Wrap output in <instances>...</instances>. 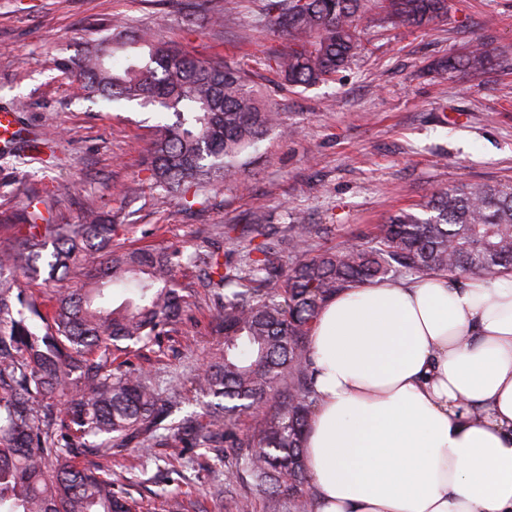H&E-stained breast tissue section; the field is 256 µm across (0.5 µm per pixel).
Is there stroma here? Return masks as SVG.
Here are the masks:
<instances>
[{"label":"stroma","mask_w":512,"mask_h":512,"mask_svg":"<svg viewBox=\"0 0 512 512\" xmlns=\"http://www.w3.org/2000/svg\"><path fill=\"white\" fill-rule=\"evenodd\" d=\"M193 0H0V109L51 138L42 153L0 152V248L24 234L31 198L52 224H78L91 210L120 212L126 246L179 247L208 252L223 246L228 224L287 225L299 212L333 231L310 241L313 251L340 247L374 232L397 209L422 203L433 191L512 183V0H450L446 17L416 29L370 10L364 51L331 82L308 89L282 86L268 66L288 41L265 18L267 0H211L223 13L217 27L192 24ZM148 27L188 54L234 61L251 73L260 96L285 117L257 144L234 187H207L192 206L160 202L142 163L154 128L168 111L85 95L63 72L62 59L108 35ZM487 46L483 73L435 71L470 42ZM176 280L193 321L177 324L163 348L126 355L160 389L177 387L182 414H202L193 382L224 346L209 320L219 300L201 287L196 267ZM84 268L63 277L19 280L24 298L42 304L60 288L85 285ZM169 446L116 448L105 458L140 512H165L168 496L189 512H234L219 489L237 482L233 468L198 449L197 467L182 480L152 483Z\"/></svg>","instance_id":"obj_1"}]
</instances>
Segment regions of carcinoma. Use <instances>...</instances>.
<instances>
[{
  "label": "carcinoma",
  "instance_id": "carcinoma-1",
  "mask_svg": "<svg viewBox=\"0 0 512 512\" xmlns=\"http://www.w3.org/2000/svg\"><path fill=\"white\" fill-rule=\"evenodd\" d=\"M368 0H269V23L288 50L268 60L289 86L331 79L362 50ZM388 18L424 27L448 14V0H378ZM135 43L147 56L112 65L114 46ZM486 45L443 61L439 69L485 70ZM60 66L90 95L155 103L174 120L156 126L148 149V181L164 196L187 195L217 182L233 184L246 157L282 115L264 103L241 65L206 61L145 32H117ZM34 213L16 244L0 252V512H133L126 493L102 466L80 467L73 450L101 455L132 442L147 450L159 430L179 445L162 474L181 476L187 452L200 445L224 459L263 500L265 512H312L314 492L304 438L317 405L309 337L323 306L345 288L388 277L444 272L461 279L512 274V185L433 192L400 209L370 238L312 254L316 233L301 215L291 224L225 226L224 251L133 248L101 255L91 288L59 293L47 309L14 293L20 273H40L52 248L48 276L65 275L91 251L112 245L119 225L98 212L80 224H39ZM238 236H231L233 232ZM249 245L239 247L240 239ZM291 254V262L283 261ZM200 268L203 287L222 299L215 327L224 350L195 378L206 423L166 420L180 403L147 380L130 361L107 368L118 343L156 344L181 322L186 301L175 270ZM129 282L135 297L111 307L106 285ZM44 333H39L38 328ZM279 405L268 409L270 401ZM261 411L258 429L243 440L230 424L235 412Z\"/></svg>",
  "mask_w": 512,
  "mask_h": 512
}]
</instances>
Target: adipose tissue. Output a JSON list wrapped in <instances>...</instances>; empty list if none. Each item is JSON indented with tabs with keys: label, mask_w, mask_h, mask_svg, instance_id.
<instances>
[{
	"label": "adipose tissue",
	"mask_w": 512,
	"mask_h": 512,
	"mask_svg": "<svg viewBox=\"0 0 512 512\" xmlns=\"http://www.w3.org/2000/svg\"><path fill=\"white\" fill-rule=\"evenodd\" d=\"M314 512H512V275L338 293L310 336Z\"/></svg>",
	"instance_id": "1"
}]
</instances>
